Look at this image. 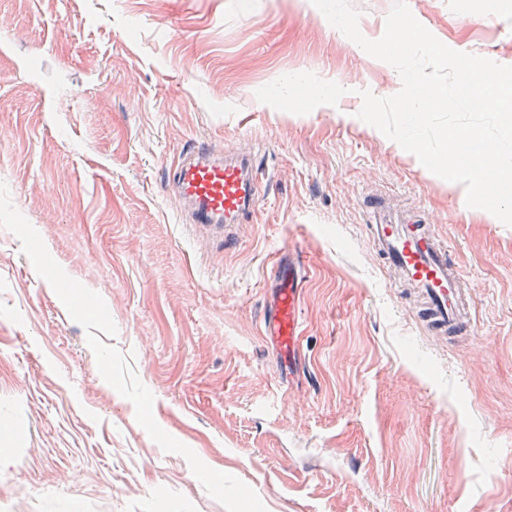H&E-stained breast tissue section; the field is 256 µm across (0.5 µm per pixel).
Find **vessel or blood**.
Instances as JSON below:
<instances>
[{"mask_svg":"<svg viewBox=\"0 0 512 512\" xmlns=\"http://www.w3.org/2000/svg\"><path fill=\"white\" fill-rule=\"evenodd\" d=\"M173 185L182 222L216 230L225 246L235 245L253 222L260 190L250 153L226 154L212 144H197L182 157ZM370 235L387 271L421 299L429 330L452 341L472 331L475 306L462 288L464 273L433 225L378 200ZM306 276L303 252L282 249L268 274L270 295L262 316V335L277 355L281 378L292 386L305 375L301 301Z\"/></svg>","mask_w":512,"mask_h":512,"instance_id":"obj_1","label":"vessel or blood"}]
</instances>
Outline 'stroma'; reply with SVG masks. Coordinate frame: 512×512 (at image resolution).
<instances>
[{
	"mask_svg": "<svg viewBox=\"0 0 512 512\" xmlns=\"http://www.w3.org/2000/svg\"><path fill=\"white\" fill-rule=\"evenodd\" d=\"M407 3L512 65V0ZM400 88L311 0H0V512H512V227L358 118ZM202 141L258 159L230 250L179 221ZM376 198L447 241L473 337L438 342L391 283ZM289 246L287 397L260 322ZM268 274L269 300L262 316V336L275 351L280 368V383L288 389L299 385L305 376L301 352V301L307 276V262L302 251H279Z\"/></svg>",
	"mask_w": 512,
	"mask_h": 512,
	"instance_id": "35a3bbf8",
	"label": "stroma"
}]
</instances>
